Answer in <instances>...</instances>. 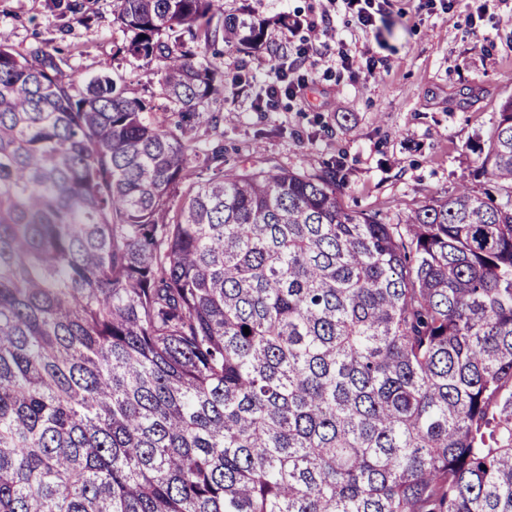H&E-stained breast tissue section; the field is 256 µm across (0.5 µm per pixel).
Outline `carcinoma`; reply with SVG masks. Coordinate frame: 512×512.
Masks as SVG:
<instances>
[{
    "instance_id": "1",
    "label": "carcinoma",
    "mask_w": 512,
    "mask_h": 512,
    "mask_svg": "<svg viewBox=\"0 0 512 512\" xmlns=\"http://www.w3.org/2000/svg\"><path fill=\"white\" fill-rule=\"evenodd\" d=\"M117 19L175 127L0 28V512H512V96L493 190L393 221L197 141L208 48L288 17Z\"/></svg>"
}]
</instances>
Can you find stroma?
Returning a JSON list of instances; mask_svg holds the SVG:
<instances>
[{
  "mask_svg": "<svg viewBox=\"0 0 512 512\" xmlns=\"http://www.w3.org/2000/svg\"><path fill=\"white\" fill-rule=\"evenodd\" d=\"M72 2L71 12L53 0H0V28L15 50L50 53L76 89L109 75L131 95L152 100V122L174 126L178 116L160 95L156 65L121 51L127 34L116 20V0ZM214 9L246 10L270 22L262 50L221 43L207 56L226 80L197 133L201 143H223L225 166L249 157L309 173L335 166L345 207L391 218L462 183L487 188L477 156L512 96V0H383L367 31L344 0H215ZM324 13L329 33L310 31L309 22ZM282 14L300 20V28L274 25ZM339 41L351 68L328 57L327 47ZM308 42L317 49L303 67L312 80L307 96L285 93L266 109L256 75L295 58Z\"/></svg>",
  "mask_w": 512,
  "mask_h": 512,
  "instance_id": "1",
  "label": "stroma"
}]
</instances>
